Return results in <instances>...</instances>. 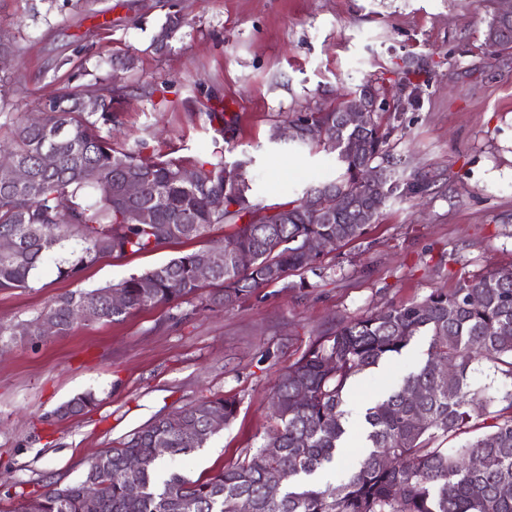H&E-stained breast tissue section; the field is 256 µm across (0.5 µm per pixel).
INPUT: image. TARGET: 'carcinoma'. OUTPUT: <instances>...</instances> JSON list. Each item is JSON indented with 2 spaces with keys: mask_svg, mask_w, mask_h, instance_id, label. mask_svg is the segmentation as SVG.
Wrapping results in <instances>:
<instances>
[{
  "mask_svg": "<svg viewBox=\"0 0 512 512\" xmlns=\"http://www.w3.org/2000/svg\"><path fill=\"white\" fill-rule=\"evenodd\" d=\"M184 18L175 13L153 37L156 51L170 47ZM486 41L493 50L512 48V15L494 14ZM354 91L333 108L295 112L288 123L311 122L325 135L293 140L336 156L339 173L282 204L267 206L253 198L248 162L193 161L195 180L186 182L183 161L157 158L143 170L144 144L112 139V101L98 96L90 104L64 93L46 102L34 122L22 115L3 124L0 156V239L15 248L0 252V290L35 287V270L53 262L59 274L75 278L99 258L158 251L177 240L207 236L216 224L235 231L223 243L170 259L117 285L78 289L55 300L29 327L0 323V342L12 336L40 335L45 317L65 333L79 322L120 321L142 308L197 297L204 309L232 307L242 297L287 282L292 273L321 277L319 256L304 250L309 239L330 243V250L364 235L393 196L408 197L425 189L422 180L397 175L401 160L386 150L387 133L374 115L363 127H342L341 111L356 104ZM23 168L20 183L4 179L8 167ZM367 167L378 169L372 184L362 181ZM142 183L140 195L126 197L131 178ZM333 193L342 206L331 216L316 215L308 203ZM219 197L223 208L211 200ZM135 209L149 220L128 218ZM223 262L210 279L198 267L216 245ZM125 295L112 305L113 289ZM478 296L476 305L470 302ZM94 313L88 319L81 307ZM430 337L428 357L403 384L366 409L365 443L339 485L321 487L312 480L335 464L348 432L347 396L352 381L381 362L402 354L415 337ZM451 369L453 390L442 384L440 366ZM486 367L497 393L473 387L471 376ZM307 391L303 401L295 393ZM98 402L81 393L56 410L61 418L83 414ZM272 423L263 442L234 466L204 481H190L178 471L160 473L170 448L175 459L202 448L213 436L207 411L224 413L230 423L237 412L233 397L213 395L168 416L157 415L117 448L102 452L82 479L55 483L40 497L21 502L18 512H239L247 500L252 512H512V268L465 280L451 291L433 290L420 301L389 306L369 316L336 324L317 340L273 386ZM456 446L448 447V441ZM277 449L269 454L266 449ZM136 458V469L124 461ZM280 484L271 497L266 484ZM140 488L137 497L129 485Z\"/></svg>",
  "mask_w": 512,
  "mask_h": 512,
  "instance_id": "carcinoma-1",
  "label": "carcinoma"
}]
</instances>
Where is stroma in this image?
<instances>
[{
    "instance_id": "1",
    "label": "stroma",
    "mask_w": 512,
    "mask_h": 512,
    "mask_svg": "<svg viewBox=\"0 0 512 512\" xmlns=\"http://www.w3.org/2000/svg\"><path fill=\"white\" fill-rule=\"evenodd\" d=\"M500 0H0V124L68 91L111 93L118 140L146 155L249 160L254 197L274 205L336 175L333 157L270 141L273 124L376 89L387 102L390 154L428 176L423 195L393 197L366 234L326 254L327 277L271 285L232 308L199 300L148 307L63 335L19 336L0 347V512L18 492L81 479L102 451L158 414L205 396L235 397L232 422L205 447L165 461L189 480L236 464L259 446L272 387L341 320L452 290L512 266V48L491 54L485 32ZM186 24L155 51L167 15ZM409 77H401V70ZM233 116L232 131L205 115ZM180 240L101 257L79 278L43 265L38 287L0 290V323L26 324L58 297L142 274L198 249ZM417 337L352 386L346 408L368 405L427 358ZM94 391L89 412L55 409Z\"/></svg>"
}]
</instances>
